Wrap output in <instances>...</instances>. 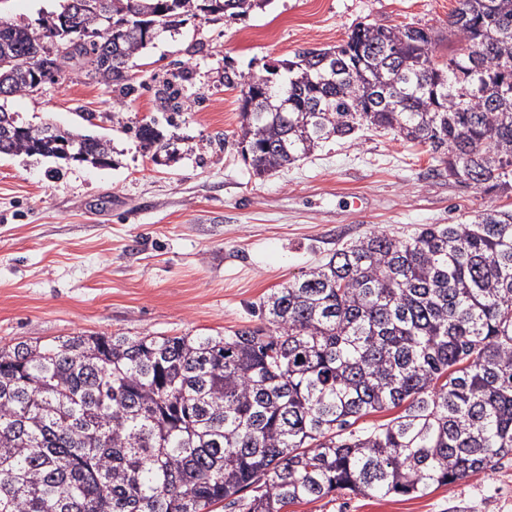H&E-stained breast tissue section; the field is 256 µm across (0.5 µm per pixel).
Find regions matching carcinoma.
Returning <instances> with one entry per match:
<instances>
[{
	"mask_svg": "<svg viewBox=\"0 0 512 512\" xmlns=\"http://www.w3.org/2000/svg\"><path fill=\"white\" fill-rule=\"evenodd\" d=\"M61 10L39 29L0 15L11 95L71 62L123 89L181 14L237 19L271 0H106L138 25L80 40ZM440 66L420 26L358 23L240 89L237 146L253 173L284 169L332 137L395 131L486 193L512 188V0H458ZM75 39L59 58L54 41ZM269 89L274 99L262 97ZM0 106V155L67 160L47 131L112 165L109 139L46 123L24 135ZM146 149L169 140L135 127ZM261 323L230 334L69 336L0 347V512H285L333 493L421 496L512 458V210L490 205L406 238L382 230L274 289ZM399 410L359 430V419ZM251 496H245V493Z\"/></svg>",
	"mask_w": 512,
	"mask_h": 512,
	"instance_id": "carcinoma-1",
	"label": "carcinoma"
}]
</instances>
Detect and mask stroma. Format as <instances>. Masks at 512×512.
Returning <instances> with one entry per match:
<instances>
[{"mask_svg":"<svg viewBox=\"0 0 512 512\" xmlns=\"http://www.w3.org/2000/svg\"><path fill=\"white\" fill-rule=\"evenodd\" d=\"M455 0H272L241 19H189L132 60L129 89L71 63L62 80L9 99L19 120L89 125L111 138L115 166L0 156V346L77 334H214L258 321L272 289L375 229L406 237L454 224L512 192L449 180L440 162L396 133L363 131L264 178L234 145L243 73L301 48L341 43L356 23L432 29L434 60ZM190 100L163 132L174 157H153L112 125L162 118L168 81ZM287 512H512V459L419 497L332 494Z\"/></svg>","mask_w":512,"mask_h":512,"instance_id":"stroma-1","label":"stroma"}]
</instances>
